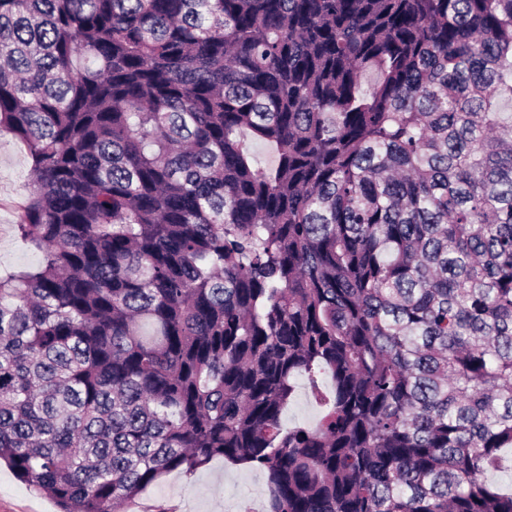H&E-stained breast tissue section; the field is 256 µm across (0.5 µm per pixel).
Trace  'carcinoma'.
Instances as JSON below:
<instances>
[{"mask_svg":"<svg viewBox=\"0 0 512 512\" xmlns=\"http://www.w3.org/2000/svg\"><path fill=\"white\" fill-rule=\"evenodd\" d=\"M507 104L512 0H0V461L61 512L216 458L264 512H512ZM29 159L24 145L8 133L0 134V270L16 269L35 261L16 238L19 205L28 192ZM305 385L306 378L301 377L297 384L296 396L284 413V420L287 424L298 422L313 424L318 416L317 410L307 399Z\"/></svg>","mask_w":512,"mask_h":512,"instance_id":"1","label":"carcinoma"}]
</instances>
